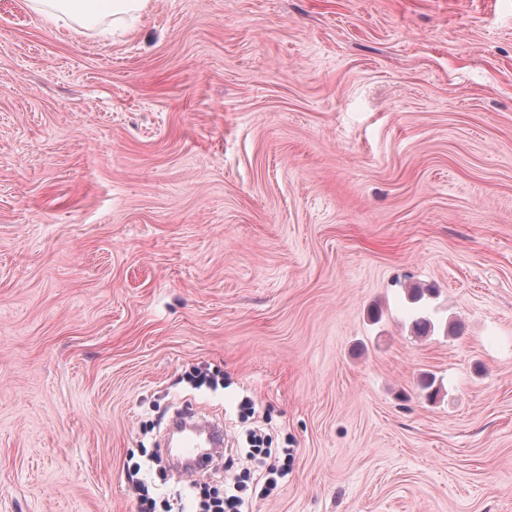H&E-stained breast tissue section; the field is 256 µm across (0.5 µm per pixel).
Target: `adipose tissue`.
<instances>
[{
    "label": "adipose tissue",
    "mask_w": 512,
    "mask_h": 512,
    "mask_svg": "<svg viewBox=\"0 0 512 512\" xmlns=\"http://www.w3.org/2000/svg\"><path fill=\"white\" fill-rule=\"evenodd\" d=\"M147 0H30L38 14L88 29L106 18H135Z\"/></svg>",
    "instance_id": "adipose-tissue-1"
}]
</instances>
